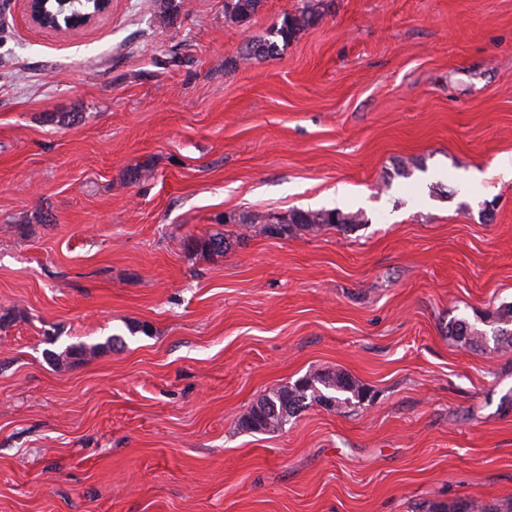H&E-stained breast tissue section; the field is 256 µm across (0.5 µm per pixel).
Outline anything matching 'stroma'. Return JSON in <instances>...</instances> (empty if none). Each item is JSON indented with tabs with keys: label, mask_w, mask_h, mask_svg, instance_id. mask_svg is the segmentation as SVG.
<instances>
[{
	"label": "stroma",
	"mask_w": 512,
	"mask_h": 512,
	"mask_svg": "<svg viewBox=\"0 0 512 512\" xmlns=\"http://www.w3.org/2000/svg\"><path fill=\"white\" fill-rule=\"evenodd\" d=\"M225 2L169 26L160 0H112L60 34L0 0V512L512 498V346L448 334L512 303V179L491 168L512 154V0H332L247 64L304 0L243 22ZM335 208L362 224L224 221ZM218 230L243 244L185 249ZM325 371L368 401L241 430Z\"/></svg>",
	"instance_id": "obj_1"
}]
</instances>
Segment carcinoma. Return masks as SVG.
Instances as JSON below:
<instances>
[{"label": "carcinoma", "instance_id": "1", "mask_svg": "<svg viewBox=\"0 0 512 512\" xmlns=\"http://www.w3.org/2000/svg\"><path fill=\"white\" fill-rule=\"evenodd\" d=\"M262 0H229L228 10L234 18L245 20L260 7ZM324 0H308V5L294 15H286L281 23L270 30L273 39L263 44H248L241 59L245 62L258 57H272L279 53L277 41L288 44L307 27L316 24L323 16L321 11ZM229 221L236 224H262L268 233L286 236L296 230L318 234L328 228L339 232H348L359 224L360 218L353 213L342 211L292 210L280 217H267L259 213H247L238 217L231 216ZM230 246L229 239L222 232H215L203 238H189L186 247L190 251L221 255ZM448 335L460 346L469 350H487L503 344L512 346V304L499 306L494 312L480 318V322L467 319H455L448 323ZM124 346L121 336L113 335L103 343L90 346L83 344L65 351V355L85 351L92 352L104 348ZM365 393L342 372L314 373L307 378L285 385L262 396L241 417L240 427L247 432L275 433L282 430L288 421L295 417L312 402L333 401L336 408H349L361 403ZM428 512H512V500L488 504L483 501L461 500L448 507L431 505Z\"/></svg>", "mask_w": 512, "mask_h": 512}]
</instances>
